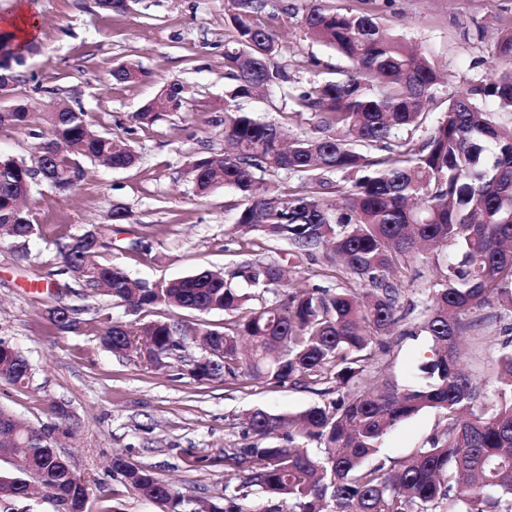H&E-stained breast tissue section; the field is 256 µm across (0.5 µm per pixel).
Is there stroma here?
<instances>
[{"label":"stroma","mask_w":512,"mask_h":512,"mask_svg":"<svg viewBox=\"0 0 512 512\" xmlns=\"http://www.w3.org/2000/svg\"><path fill=\"white\" fill-rule=\"evenodd\" d=\"M272 2L285 9L277 28L279 61L293 86L345 76L347 61L304 30L309 0ZM36 4L37 51L17 67L18 79L0 93V106L21 99L40 111L49 101H64L86 112L98 132L125 140L138 161L112 170L84 159V176L72 191L36 187L29 201L36 234L24 243L0 244V341L31 366L25 385L0 381V409L37 426L51 422L54 405L69 410L71 434L58 438L55 448L88 487L86 512H101L107 496L119 512H164L120 483L111 467L116 455L151 469L185 496L219 500L225 484L236 480L224 466L225 448L249 443L246 411L295 414L314 404L316 395L287 384L198 382L185 366L204 354L193 340L160 370L113 353L99 333L109 321L126 319L125 309L65 272L59 233L79 235L98 226V262L151 282L205 269L227 272L246 261L293 264L299 288L333 289L337 282L324 276L322 262L289 261L288 242L236 229L233 190L219 187L202 198L194 191L189 164L224 151V97L233 85L224 71V0H132L123 13L101 11L96 0ZM370 8L382 28L428 48L446 72L437 90L440 113L470 79L491 72L495 33L512 23V0H372ZM130 60L149 78L113 81V68ZM173 79L192 90L188 111L150 129L136 127L133 113ZM240 105L289 135L314 131L307 120L292 117L279 95L245 98ZM117 203L132 211V223L108 221ZM53 280L69 283V290L47 291ZM58 302L79 309L78 330L60 332L44 319L45 309ZM500 312L495 306L474 315L482 327L468 368L487 392L496 385L495 358L502 350L495 320ZM439 421L435 410L402 421L385 437L381 457L410 455Z\"/></svg>","instance_id":"stroma-1"}]
</instances>
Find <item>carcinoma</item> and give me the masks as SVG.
Returning <instances> with one entry per match:
<instances>
[{"label":"carcinoma","mask_w":512,"mask_h":512,"mask_svg":"<svg viewBox=\"0 0 512 512\" xmlns=\"http://www.w3.org/2000/svg\"><path fill=\"white\" fill-rule=\"evenodd\" d=\"M269 0H225L224 69L235 81L224 100V140L232 151L199 159L198 196L227 186L240 196L236 223L261 236L286 240L292 256L321 253L345 286L293 288L282 266L243 263L230 275L204 270L163 283L133 281L117 266L94 261L97 234H61L66 269L84 287L138 314L162 305L230 317L224 330L170 321L129 325L114 321L101 336L114 353L162 369L187 340L214 353L193 361L192 377L234 382L289 383L321 401L292 415L254 409L246 414L254 442L224 449L238 483L218 502L185 501L148 468L112 460L121 483L168 512H273L253 496L288 500L289 512H512V322L499 331L497 389L490 397L461 362L478 334L473 314L500 301L512 307V25L498 33L501 67L473 78L428 126L442 79L431 57L380 28L367 8L346 13L310 0L303 15L309 37L344 57L347 79H327L294 93L288 68L275 62L278 15ZM33 45L0 31L3 83ZM150 77L135 61L112 70L118 83ZM280 90L316 118L315 134L290 137L279 126L238 107L259 90ZM190 89L166 83L133 113L149 128L186 110ZM44 112L46 132L27 159L0 156V243L28 239L30 209L15 196L45 183L72 190L80 159L126 169L136 155L122 139L91 128L86 114L61 101ZM27 130L31 115L0 112V126ZM291 175L294 180H286ZM433 259L429 286L413 290L418 264ZM273 298L248 308L242 286ZM60 332L78 327L69 315L47 310ZM425 336L411 379L379 383L376 364L406 339ZM0 380L29 381L27 361L0 348ZM426 409L443 414L439 430L397 464L376 460L383 438ZM39 427L15 416L17 444L1 447L26 465L0 471V493L17 502L60 494L69 512H85L88 488L54 448L67 425L62 405Z\"/></svg>","instance_id":"carcinoma-1"}]
</instances>
